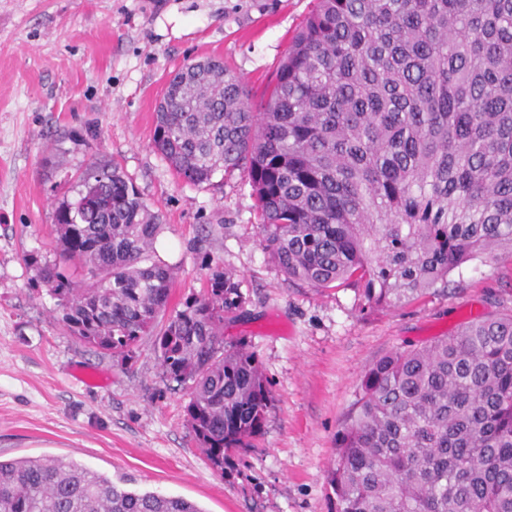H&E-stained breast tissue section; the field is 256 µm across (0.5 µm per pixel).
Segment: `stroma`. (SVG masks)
Returning <instances> with one entry per match:
<instances>
[{
  "instance_id": "stroma-1",
  "label": "stroma",
  "mask_w": 512,
  "mask_h": 512,
  "mask_svg": "<svg viewBox=\"0 0 512 512\" xmlns=\"http://www.w3.org/2000/svg\"><path fill=\"white\" fill-rule=\"evenodd\" d=\"M315 0H0V458L74 461L203 512H333L327 471L364 371L387 353L512 311V255L477 259L418 301L370 309L350 287L285 279L261 245L240 175L178 179L154 151L155 112L185 64L220 59L263 94ZM112 159L161 215L177 272L169 310L214 267L245 297L224 321L274 404L251 447L215 470L187 421L189 387L153 336L123 362L71 336L30 256L52 260L54 191L91 155Z\"/></svg>"
}]
</instances>
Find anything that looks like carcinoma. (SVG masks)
<instances>
[{"mask_svg":"<svg viewBox=\"0 0 512 512\" xmlns=\"http://www.w3.org/2000/svg\"><path fill=\"white\" fill-rule=\"evenodd\" d=\"M153 147L194 185L240 172L288 280L410 303L512 253V0H317L260 101L221 62L176 73ZM63 188L39 282L71 335L127 359L175 279L154 249L160 214L105 157ZM243 303L216 269L155 336L220 472L273 401L254 352L224 347V315ZM328 483L337 512H512V313L372 363ZM0 512L203 510L43 457L0 460Z\"/></svg>","mask_w":512,"mask_h":512,"instance_id":"1","label":"carcinoma"}]
</instances>
